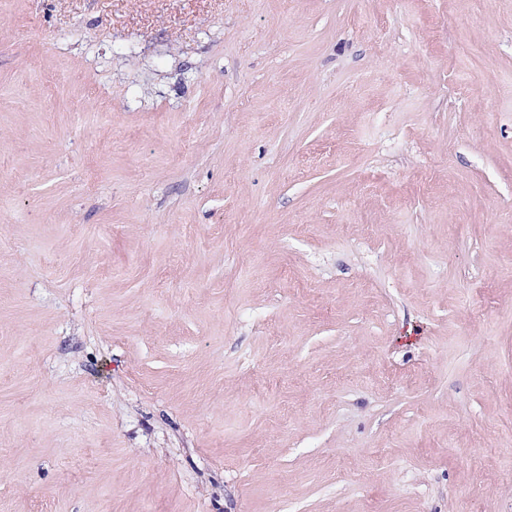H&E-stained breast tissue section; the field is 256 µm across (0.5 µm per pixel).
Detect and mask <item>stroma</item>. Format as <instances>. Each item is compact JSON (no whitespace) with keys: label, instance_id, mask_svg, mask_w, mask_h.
Listing matches in <instances>:
<instances>
[{"label":"stroma","instance_id":"obj_1","mask_svg":"<svg viewBox=\"0 0 512 512\" xmlns=\"http://www.w3.org/2000/svg\"><path fill=\"white\" fill-rule=\"evenodd\" d=\"M512 512V0H0V512Z\"/></svg>","mask_w":512,"mask_h":512}]
</instances>
